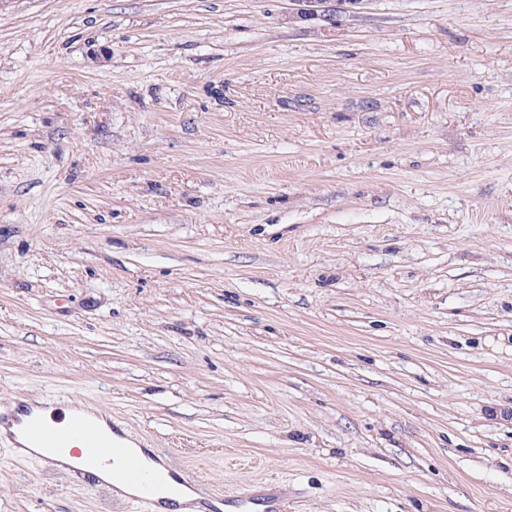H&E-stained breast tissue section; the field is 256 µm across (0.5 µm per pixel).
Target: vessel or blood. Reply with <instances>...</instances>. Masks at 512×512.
<instances>
[{"label":"vessel or blood","mask_w":512,"mask_h":512,"mask_svg":"<svg viewBox=\"0 0 512 512\" xmlns=\"http://www.w3.org/2000/svg\"><path fill=\"white\" fill-rule=\"evenodd\" d=\"M92 416V409L76 404L67 423L53 427L37 418L33 404L18 402L0 410V429L19 428L25 447L45 449L46 454L41 458L43 470L63 474L89 493H114L120 482L142 484L144 494L139 503L146 512H176L180 488L199 487L196 474L178 469L168 453L148 448L143 454H135L119 426L100 429ZM65 453L71 455V462H60V455ZM146 458L153 461V471L144 470L142 461ZM94 463L110 467L108 479H98L88 472V465ZM249 499V493L244 491L216 493L204 499L203 512H223L224 507H237Z\"/></svg>","instance_id":"obj_1"}]
</instances>
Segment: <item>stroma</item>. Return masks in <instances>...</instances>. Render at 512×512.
Listing matches in <instances>:
<instances>
[{
    "label": "stroma",
    "mask_w": 512,
    "mask_h": 512,
    "mask_svg": "<svg viewBox=\"0 0 512 512\" xmlns=\"http://www.w3.org/2000/svg\"><path fill=\"white\" fill-rule=\"evenodd\" d=\"M111 412L288 512H512V0H0V409ZM0 512H142L0 441Z\"/></svg>",
    "instance_id": "35a3bbf8"
}]
</instances>
